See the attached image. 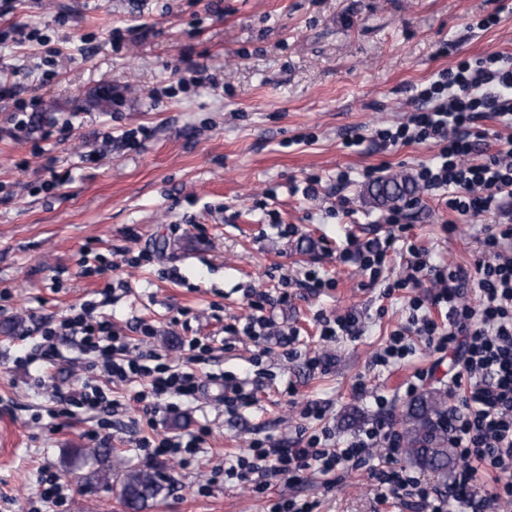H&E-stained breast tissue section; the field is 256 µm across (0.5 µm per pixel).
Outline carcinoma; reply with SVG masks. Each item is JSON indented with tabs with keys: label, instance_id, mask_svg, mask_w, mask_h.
<instances>
[{
	"label": "carcinoma",
	"instance_id": "obj_1",
	"mask_svg": "<svg viewBox=\"0 0 512 512\" xmlns=\"http://www.w3.org/2000/svg\"><path fill=\"white\" fill-rule=\"evenodd\" d=\"M408 192V185L396 178L379 180L370 188L373 199L381 204L399 200ZM403 424L406 449L417 465L442 476L454 467L455 457L448 448L447 399L433 391L415 396L405 407ZM75 454L96 465L87 475L89 482L105 486L111 484L110 445L77 449ZM120 481L121 499L127 512H145L171 491L169 478L154 467H130L122 472Z\"/></svg>",
	"mask_w": 512,
	"mask_h": 512
}]
</instances>
